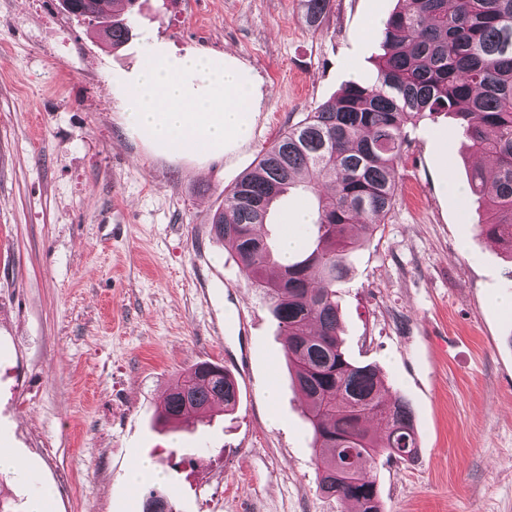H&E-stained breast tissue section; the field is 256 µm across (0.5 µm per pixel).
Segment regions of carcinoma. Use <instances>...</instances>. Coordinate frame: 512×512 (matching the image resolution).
<instances>
[{"label": "carcinoma", "mask_w": 512, "mask_h": 512, "mask_svg": "<svg viewBox=\"0 0 512 512\" xmlns=\"http://www.w3.org/2000/svg\"><path fill=\"white\" fill-rule=\"evenodd\" d=\"M333 0H300L302 19L320 27ZM379 27L383 55L369 83L341 92L288 126L256 167L224 192L211 233L224 242L269 299L287 336L284 356L308 403L307 419L319 490L351 512H383L368 476L381 456L417 453L413 412L379 369L351 361L338 336L336 288L348 255L367 241L393 205L395 166L408 146L407 127L453 114L472 152L494 161L492 175L474 168L469 187L486 220L485 233L512 259V0H403ZM68 12L100 24L103 40L127 42L136 0H64ZM292 189L316 201L314 238L282 265L277 245L255 232ZM239 388L226 369L199 362L176 376L160 412L177 428L184 417L222 408L234 412ZM359 467L346 477L350 458ZM143 512H173L151 489Z\"/></svg>", "instance_id": "1"}]
</instances>
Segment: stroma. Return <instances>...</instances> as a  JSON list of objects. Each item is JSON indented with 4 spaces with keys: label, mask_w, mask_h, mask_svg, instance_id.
Returning <instances> with one entry per match:
<instances>
[{
    "label": "stroma",
    "mask_w": 512,
    "mask_h": 512,
    "mask_svg": "<svg viewBox=\"0 0 512 512\" xmlns=\"http://www.w3.org/2000/svg\"><path fill=\"white\" fill-rule=\"evenodd\" d=\"M397 0H138L109 47L62 0H0V471L8 512H348L319 492L305 402L270 305L210 232L224 190L289 124L382 54L370 30ZM224 52L259 89L253 135L166 156L124 122L142 54ZM395 201L348 258L339 336L411 404L413 459L370 473L385 512H512V262L464 188L452 115L408 128ZM246 328H238L237 314ZM245 358L234 414L195 433L155 423L173 379ZM277 399L268 402L266 392ZM150 475L130 485L134 464ZM333 0H300L302 19L311 28H319L332 10Z\"/></svg>",
    "instance_id": "stroma-1"
}]
</instances>
